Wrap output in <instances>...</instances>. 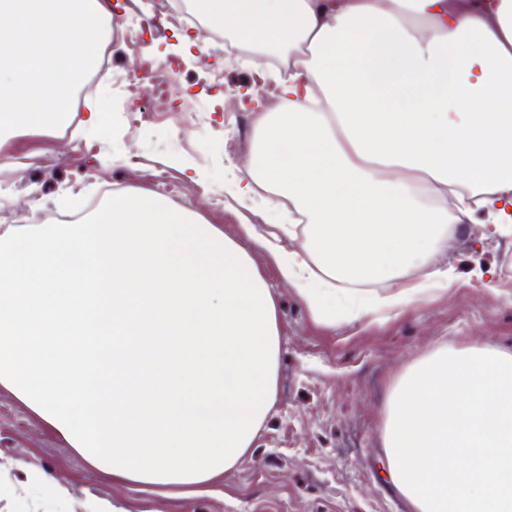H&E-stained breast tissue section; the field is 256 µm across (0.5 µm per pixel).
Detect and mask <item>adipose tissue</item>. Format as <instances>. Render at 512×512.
<instances>
[{"instance_id": "ef3b65f1", "label": "adipose tissue", "mask_w": 512, "mask_h": 512, "mask_svg": "<svg viewBox=\"0 0 512 512\" xmlns=\"http://www.w3.org/2000/svg\"><path fill=\"white\" fill-rule=\"evenodd\" d=\"M213 27L289 62L277 108L249 87L246 169L228 191L250 211L287 199L298 220L243 236L275 262L312 318L398 317L447 292L429 258L484 213L512 234V0H194ZM327 105L311 106L313 86ZM453 196L447 208L444 196ZM304 235L300 249L285 240ZM420 279L381 299L337 294ZM384 473L411 512H512V353L442 347L390 397Z\"/></svg>"}]
</instances>
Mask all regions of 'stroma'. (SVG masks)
Listing matches in <instances>:
<instances>
[{
	"instance_id": "stroma-1",
	"label": "stroma",
	"mask_w": 512,
	"mask_h": 512,
	"mask_svg": "<svg viewBox=\"0 0 512 512\" xmlns=\"http://www.w3.org/2000/svg\"><path fill=\"white\" fill-rule=\"evenodd\" d=\"M154 14L151 0L115 4L106 37L117 80L88 95L105 104L108 117L100 127L85 131L79 111L55 134L7 135L0 152L11 158L4 172L13 206L0 212L1 223H16L33 201L62 213L60 185L71 186L84 202L109 182L160 191L234 239L244 224L267 230L268 214L241 209L224 190L228 167L248 164L253 120L248 109H240L243 133L235 135L224 92L250 83L249 68L227 67L219 50L207 68L194 59L181 63L170 89L193 87L192 103L205 116L201 127H186L181 112H157L145 120L133 111L126 85L136 65L161 72L168 65L157 56L155 42L134 35ZM103 148L118 155L119 163L100 166L94 156ZM188 167L200 168L204 180L187 179ZM152 173L164 174L166 185L154 188L147 180ZM251 255L277 303L278 392L270 418L237 466L198 487L120 481L1 388L0 512H95L106 503L118 512H408L383 474L382 429L391 391L409 366L438 347L489 343L512 352V237L486 240L481 225H464L432 256L454 269L457 280L448 293L412 303L390 321L318 324L280 281L275 263L257 249ZM479 264L494 267L492 287L470 278ZM30 469L65 485L68 494L44 496L28 484Z\"/></svg>"
}]
</instances>
